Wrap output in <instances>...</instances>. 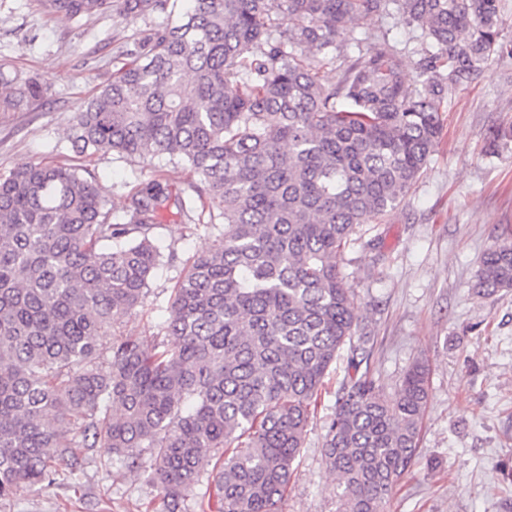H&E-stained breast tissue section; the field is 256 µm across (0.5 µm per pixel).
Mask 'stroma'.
<instances>
[{
    "instance_id": "stroma-1",
    "label": "stroma",
    "mask_w": 512,
    "mask_h": 512,
    "mask_svg": "<svg viewBox=\"0 0 512 512\" xmlns=\"http://www.w3.org/2000/svg\"><path fill=\"white\" fill-rule=\"evenodd\" d=\"M45 0H0V63L34 78L44 95L30 107L0 111V175L39 161L65 163L96 180L113 216L149 169L120 157L75 156L66 140L83 100L112 73V59L150 20L103 14L78 23L51 16ZM387 35L404 55L409 81L426 42L400 13L355 23L339 40L334 64L320 75L338 81L344 68ZM441 142L406 199L378 223L358 228L342 271L371 337L369 364L386 394L418 359L429 368V398L418 455L384 512H512V289L489 297L473 290L483 253L512 238V143L489 154L496 127L512 125V56L492 59L478 83L449 91ZM162 261L142 306L118 316L100 348L116 336L163 337L171 290L187 260L208 250L216 229L161 211ZM347 373L338 358L324 380L296 470L279 512H336L337 478L322 460L324 425ZM158 490L143 470L114 461L110 449L81 458L75 474L0 500V512H152Z\"/></svg>"
}]
</instances>
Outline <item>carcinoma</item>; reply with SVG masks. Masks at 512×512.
I'll list each match as a JSON object with an SVG mask.
<instances>
[{"label":"carcinoma","instance_id":"carcinoma-1","mask_svg":"<svg viewBox=\"0 0 512 512\" xmlns=\"http://www.w3.org/2000/svg\"><path fill=\"white\" fill-rule=\"evenodd\" d=\"M47 2L73 22L168 14L113 58L68 141L85 157L185 165L222 229L171 289L164 338H115L107 356L99 339L142 304L162 260L159 211L184 215L181 190L154 171L114 220L98 185L65 164L0 176V500L105 447L129 468L149 454L160 512H182L205 482L201 512H279L347 345L322 458L340 512H382L417 455L429 372L414 362L387 397L362 368L370 337L340 261L423 173L449 90L512 54L499 0H191L178 15L177 0ZM392 10L430 45L421 88L385 37L322 83L354 22ZM40 96L33 78L0 68L1 109ZM508 141L512 126L499 127L487 150ZM474 288H512L511 240L484 254Z\"/></svg>","mask_w":512,"mask_h":512}]
</instances>
